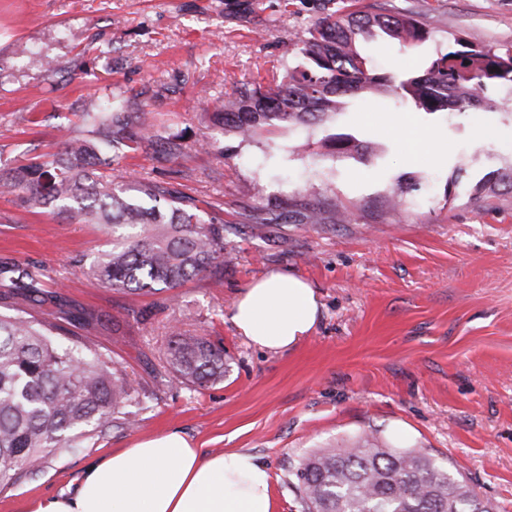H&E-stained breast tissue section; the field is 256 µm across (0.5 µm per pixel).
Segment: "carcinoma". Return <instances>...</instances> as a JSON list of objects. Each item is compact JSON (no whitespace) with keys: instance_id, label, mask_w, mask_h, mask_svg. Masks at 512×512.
I'll list each match as a JSON object with an SVG mask.
<instances>
[{"instance_id":"obj_1","label":"carcinoma","mask_w":512,"mask_h":512,"mask_svg":"<svg viewBox=\"0 0 512 512\" xmlns=\"http://www.w3.org/2000/svg\"><path fill=\"white\" fill-rule=\"evenodd\" d=\"M379 31L405 46L430 37L414 12L380 7L363 15L318 19L300 39L302 61L284 68L266 89L242 86L211 113L243 139L280 123L307 125L336 113L346 99H367L384 88L426 114L511 112L495 87L512 86V50L500 52L456 38L421 70L368 69L358 51L363 34ZM138 97L109 94L76 107L79 123L56 154L32 156L0 170V195L24 208H50L70 223L99 224L112 242L89 266L101 283L132 293H161L200 276L224 277V219L181 190V160L190 146L145 118ZM329 147L368 152L350 134H333ZM143 146L171 164L167 178L112 180V165ZM508 179L490 172L475 200ZM64 284L41 264L0 261V492L35 475L61 449H78L119 425L131 428L145 393L80 333L88 316L69 307ZM170 382L206 389L224 381V348L178 325L161 355ZM301 512H496L489 499L416 449L362 437L346 448H317L290 469Z\"/></svg>"}]
</instances>
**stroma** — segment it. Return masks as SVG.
Wrapping results in <instances>:
<instances>
[{"instance_id":"1","label":"stroma","mask_w":512,"mask_h":512,"mask_svg":"<svg viewBox=\"0 0 512 512\" xmlns=\"http://www.w3.org/2000/svg\"><path fill=\"white\" fill-rule=\"evenodd\" d=\"M381 3L425 13L431 36L412 50L361 42L376 71L424 63L457 37L512 49V0H0V169L59 152L76 103L142 92L191 147L183 192L220 209L232 241L222 281H188L169 302L74 267L103 247L100 225L0 196V259L45 265L88 314L84 336L146 394L135 429L57 452L0 494V512H27L32 497L75 486L112 450L174 429L207 455L260 456L275 512H300L291 463L367 435L420 450L512 512V186L496 184L492 210L472 196L487 173L512 169V116L427 115L387 93L248 140L209 117L245 83L275 85L299 60L289 38L319 17ZM19 41L58 73L16 54ZM91 41L96 52H85ZM334 133L368 143L370 155L331 153ZM299 141L308 150L295 151ZM343 209L350 222L334 223ZM315 212L323 223H309ZM274 271L306 280L320 304L309 335L280 351L256 347L231 320L243 289ZM131 309L144 322L128 319ZM175 323L223 346V383L195 390L159 375Z\"/></svg>"}]
</instances>
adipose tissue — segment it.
Wrapping results in <instances>:
<instances>
[{
  "label": "adipose tissue",
  "instance_id": "ef3b65f1",
  "mask_svg": "<svg viewBox=\"0 0 512 512\" xmlns=\"http://www.w3.org/2000/svg\"><path fill=\"white\" fill-rule=\"evenodd\" d=\"M318 313L313 288L276 271L245 288L231 320L259 348L284 350L309 334ZM272 484L257 455H205L174 430L113 452L87 468L75 489L32 512H273Z\"/></svg>",
  "mask_w": 512,
  "mask_h": 512
}]
</instances>
